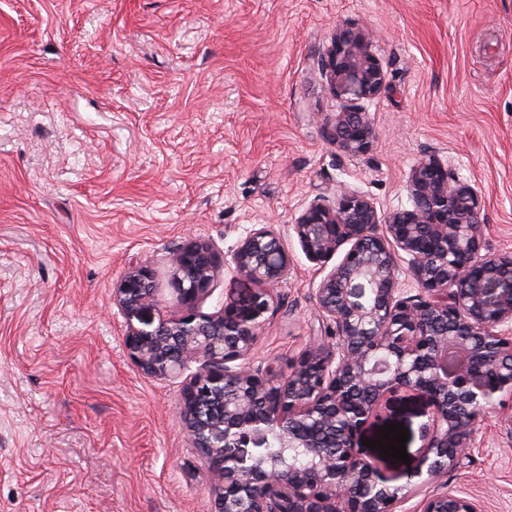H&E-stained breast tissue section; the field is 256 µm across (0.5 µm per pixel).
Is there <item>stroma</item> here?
Wrapping results in <instances>:
<instances>
[{
  "label": "stroma",
  "mask_w": 512,
  "mask_h": 512,
  "mask_svg": "<svg viewBox=\"0 0 512 512\" xmlns=\"http://www.w3.org/2000/svg\"><path fill=\"white\" fill-rule=\"evenodd\" d=\"M340 23L376 31L389 84L353 158L324 125ZM428 152L483 190L486 246L512 252V0H0V512H213L182 383L130 361L114 288L143 264L175 306L172 249L222 257L278 225L296 267L256 354L287 366L324 333L290 224L341 185L407 205ZM214 288L204 311L253 285L223 266ZM429 410L388 401L408 455ZM511 415L503 399L445 478L485 512H512Z\"/></svg>",
  "instance_id": "1"
}]
</instances>
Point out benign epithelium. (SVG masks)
Instances as JSON below:
<instances>
[{"mask_svg":"<svg viewBox=\"0 0 512 512\" xmlns=\"http://www.w3.org/2000/svg\"><path fill=\"white\" fill-rule=\"evenodd\" d=\"M378 34L336 25L323 52L329 93L341 104L325 119L331 142L365 154L374 128L365 104L388 89ZM409 204L386 214L342 186L317 196L291 231L305 258L325 270L314 300L328 340L313 341L288 370L254 357L278 310L276 288L293 260L273 224H255L225 264L254 284L247 309L205 312L216 256L189 241L170 252L179 308L168 311L146 265L113 289L132 363L158 380H182L179 410L203 461L216 512H484L441 479L473 447L477 425L512 397V252L485 246L482 191L429 152L408 175ZM410 277L414 292L399 287ZM427 396L419 463L394 477L365 455L361 436L382 423L387 396ZM282 432L288 453L260 452ZM302 454L296 465L290 456Z\"/></svg>","mask_w":512,"mask_h":512,"instance_id":"1","label":"benign epithelium"}]
</instances>
